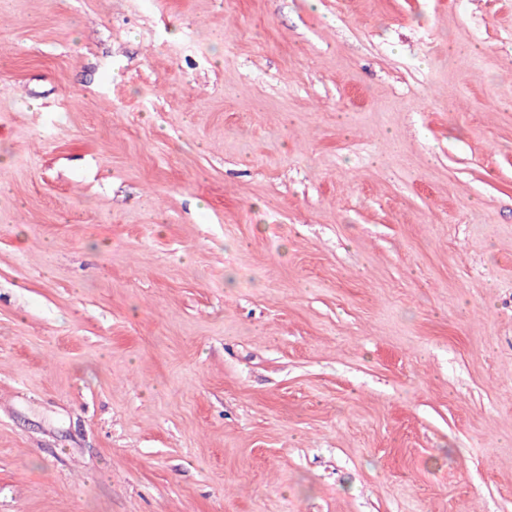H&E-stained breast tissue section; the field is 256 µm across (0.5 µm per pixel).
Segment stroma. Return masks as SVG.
<instances>
[{"label": "stroma", "instance_id": "stroma-1", "mask_svg": "<svg viewBox=\"0 0 512 512\" xmlns=\"http://www.w3.org/2000/svg\"><path fill=\"white\" fill-rule=\"evenodd\" d=\"M0 512H512V0H0Z\"/></svg>", "mask_w": 512, "mask_h": 512}]
</instances>
